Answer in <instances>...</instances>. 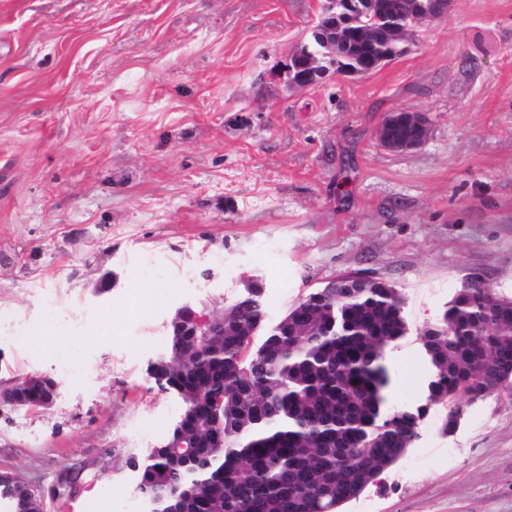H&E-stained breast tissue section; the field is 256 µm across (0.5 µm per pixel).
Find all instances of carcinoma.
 Instances as JSON below:
<instances>
[{
  "instance_id": "carcinoma-1",
  "label": "carcinoma",
  "mask_w": 512,
  "mask_h": 512,
  "mask_svg": "<svg viewBox=\"0 0 512 512\" xmlns=\"http://www.w3.org/2000/svg\"><path fill=\"white\" fill-rule=\"evenodd\" d=\"M372 2L336 28V71L362 73L403 54L386 29L412 22L421 0ZM336 283L309 294L258 344L265 310L255 284L235 302L224 335L201 339L195 358L173 349L153 364L151 374L186 405L200 390L217 403L191 416L189 439L224 427V447L196 448L200 467L163 447L138 463L137 492L157 500L155 512L170 506L175 487L191 492L182 512H338L413 446L429 404L448 401V429L463 398L512 394L511 298L479 286L458 290L443 324L420 334L431 367L426 404L396 409L386 351L408 333L403 298L388 282ZM0 503L8 512H41L33 490L7 472Z\"/></svg>"
}]
</instances>
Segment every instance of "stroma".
<instances>
[{"label": "stroma", "instance_id": "obj_1", "mask_svg": "<svg viewBox=\"0 0 512 512\" xmlns=\"http://www.w3.org/2000/svg\"><path fill=\"white\" fill-rule=\"evenodd\" d=\"M320 5L0 0V390L58 384L49 408L0 407V472L42 512H144L136 463L184 407L149 369L182 307L223 313L253 281L271 326L339 274L385 280L409 325L387 351L403 407L454 293L512 297V0H452L378 70L289 87ZM397 110L428 113L423 147L380 146ZM108 314L114 335L86 339ZM48 321L67 338L51 350L29 338ZM447 415L431 405L340 512H512V395Z\"/></svg>", "mask_w": 512, "mask_h": 512}]
</instances>
